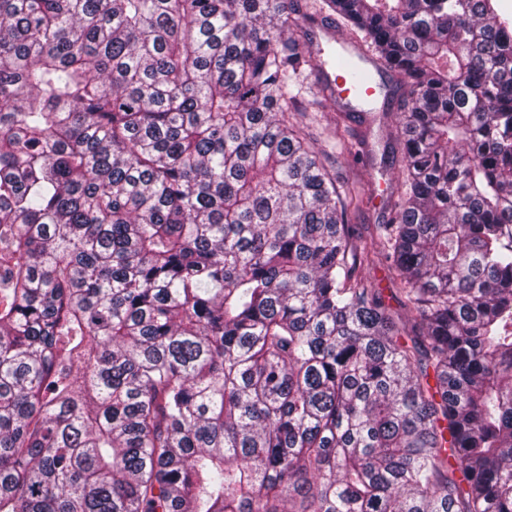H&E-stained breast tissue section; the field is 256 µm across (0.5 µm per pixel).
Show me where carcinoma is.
Listing matches in <instances>:
<instances>
[{
  "label": "carcinoma",
  "mask_w": 512,
  "mask_h": 512,
  "mask_svg": "<svg viewBox=\"0 0 512 512\" xmlns=\"http://www.w3.org/2000/svg\"><path fill=\"white\" fill-rule=\"evenodd\" d=\"M325 5L397 74L365 236L293 0H0V512H512V22ZM397 198L398 194H395L390 203L383 201L380 196L373 197L368 203L365 199L361 209L352 214L351 224H357L361 230L368 224H384L389 217L391 205Z\"/></svg>",
  "instance_id": "obj_1"
}]
</instances>
